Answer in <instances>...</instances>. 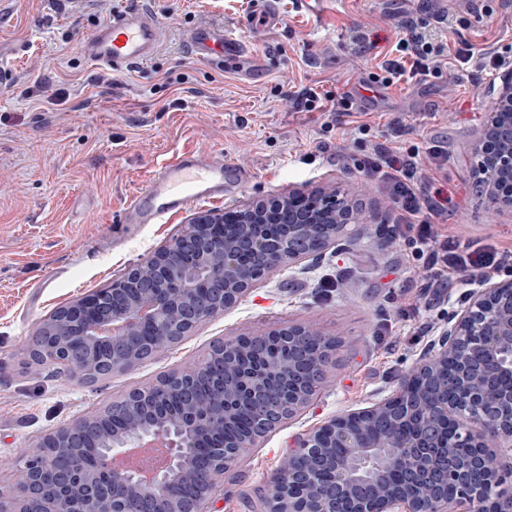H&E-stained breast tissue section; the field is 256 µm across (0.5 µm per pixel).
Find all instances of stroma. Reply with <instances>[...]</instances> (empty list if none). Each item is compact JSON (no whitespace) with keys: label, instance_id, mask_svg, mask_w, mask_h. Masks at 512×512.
I'll return each mask as SVG.
<instances>
[{"label":"stroma","instance_id":"35a3bbf8","mask_svg":"<svg viewBox=\"0 0 512 512\" xmlns=\"http://www.w3.org/2000/svg\"><path fill=\"white\" fill-rule=\"evenodd\" d=\"M133 2L0 0V65L14 73L0 85V499L15 498L22 456L44 436L198 364L215 343L311 323L341 341L325 384L219 478L207 506L263 512L267 480L296 437L391 396L468 292L456 277L425 287L422 260L388 242L389 188L366 160L383 147L419 148L420 172L449 199L440 233L512 249V212L489 217L471 176V143L500 73L455 58L465 42L478 55L512 57V0H333L318 17L275 0L280 24L251 41L266 58L253 81L187 48L195 23L237 29L252 0H143L166 29L157 53L124 73L93 68L81 39ZM438 11L448 25L441 73L377 82L405 35L403 17L426 21ZM310 91L323 103L311 112L300 104ZM182 150H219L249 169L237 205L291 187L355 191L364 218L357 242L269 273L179 343L105 380L31 361V338L57 308L119 279L200 212L194 204L166 224L120 221L155 169Z\"/></svg>","mask_w":512,"mask_h":512}]
</instances>
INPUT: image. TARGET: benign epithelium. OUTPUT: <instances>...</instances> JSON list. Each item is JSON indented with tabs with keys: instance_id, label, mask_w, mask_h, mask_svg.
Returning <instances> with one entry per match:
<instances>
[{
	"instance_id": "benign-epithelium-1",
	"label": "benign epithelium",
	"mask_w": 512,
	"mask_h": 512,
	"mask_svg": "<svg viewBox=\"0 0 512 512\" xmlns=\"http://www.w3.org/2000/svg\"><path fill=\"white\" fill-rule=\"evenodd\" d=\"M472 179L492 214L512 211V70L502 76L472 144ZM362 223L358 199L324 187L204 211L163 249L106 288L56 309L32 338L35 363L62 365L87 381L139 365L202 321L233 307L271 271L320 260ZM274 338L288 357L260 371L238 364L240 344L224 342L213 390L197 394L201 369L167 380L182 413L155 428L138 406L154 387L135 389L101 412L42 439L28 455L0 512H206L216 479L258 440L307 408L340 341L306 323L252 335ZM240 410L251 435L198 448L201 433L224 430ZM166 450L154 472L118 470L138 448ZM334 481L325 483L320 470ZM512 279L470 291L392 396L337 416L298 439L268 479L265 512H512Z\"/></svg>"
}]
</instances>
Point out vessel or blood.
<instances>
[{"label": "vessel or blood", "mask_w": 512, "mask_h": 512, "mask_svg": "<svg viewBox=\"0 0 512 512\" xmlns=\"http://www.w3.org/2000/svg\"><path fill=\"white\" fill-rule=\"evenodd\" d=\"M280 15L273 0H254L247 35L201 22L189 35L191 55L200 62L224 59L245 75L263 72L264 66L250 48L249 35L277 26ZM165 28L146 7L135 5L114 11L111 19L81 43L85 59L96 68L125 72L152 59L165 38ZM230 164L217 151L188 150L159 166L144 189L125 208V224H161L193 203L221 202L237 191L229 180Z\"/></svg>", "instance_id": "vessel-or-blood-1"}]
</instances>
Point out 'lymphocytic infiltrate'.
Returning <instances> with one entry per match:
<instances>
[{
	"mask_svg": "<svg viewBox=\"0 0 512 512\" xmlns=\"http://www.w3.org/2000/svg\"><path fill=\"white\" fill-rule=\"evenodd\" d=\"M405 37L398 40L393 58L384 60V84L404 77H426L438 73L448 51L447 43L434 39L413 17L402 23ZM418 150L401 154L380 151L368 164L369 173L379 175L388 185L395 216V237H407L416 253L428 256L422 277L427 283L441 281L448 272L461 274L464 283L484 279L489 273L512 269V250L477 248L469 242L439 236L435 221L446 211L419 175Z\"/></svg>",
	"mask_w": 512,
	"mask_h": 512,
	"instance_id": "1",
	"label": "lymphocytic infiltrate"
}]
</instances>
